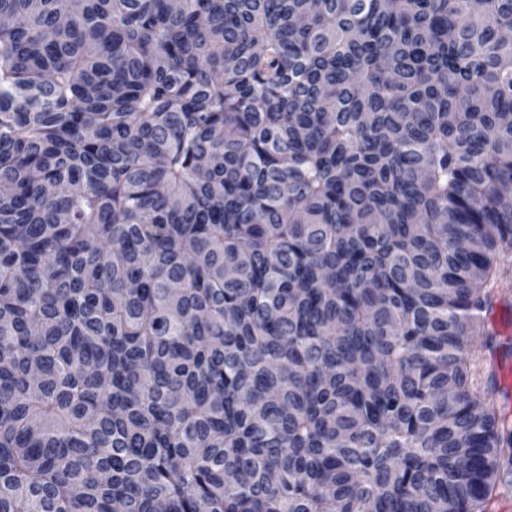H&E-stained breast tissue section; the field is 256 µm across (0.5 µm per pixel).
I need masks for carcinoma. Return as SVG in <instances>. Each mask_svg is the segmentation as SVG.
<instances>
[{
  "label": "carcinoma",
  "instance_id": "obj_1",
  "mask_svg": "<svg viewBox=\"0 0 512 512\" xmlns=\"http://www.w3.org/2000/svg\"><path fill=\"white\" fill-rule=\"evenodd\" d=\"M0 512H492L512 0H0Z\"/></svg>",
  "mask_w": 512,
  "mask_h": 512
}]
</instances>
